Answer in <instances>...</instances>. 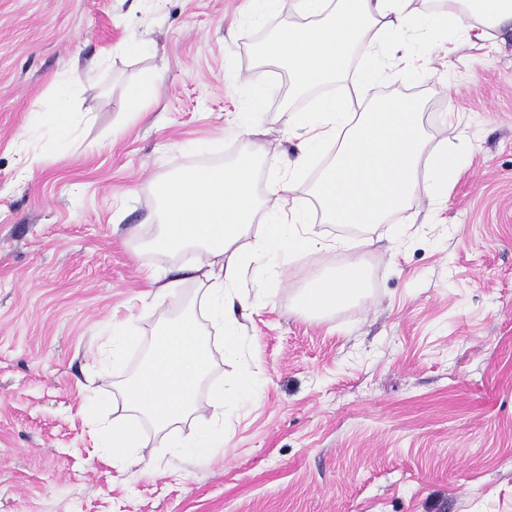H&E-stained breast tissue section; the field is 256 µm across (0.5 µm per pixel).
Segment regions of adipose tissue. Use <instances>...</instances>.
Wrapping results in <instances>:
<instances>
[{
    "label": "adipose tissue",
    "instance_id": "ef3b65f1",
    "mask_svg": "<svg viewBox=\"0 0 512 512\" xmlns=\"http://www.w3.org/2000/svg\"><path fill=\"white\" fill-rule=\"evenodd\" d=\"M411 0H289L294 14L316 17L313 25L291 26L257 48L261 61L277 63L292 74L297 93L347 79L354 47L384 46L395 59L401 80L420 71L422 50L449 57L456 43L449 29L461 26L472 47H482L492 28L512 26V0H442L418 15ZM415 33L417 42L406 40ZM295 125L303 150L295 160L272 155L286 176L271 186L288 209L287 217L259 218L252 165L244 160L214 170L195 168L159 182V231L152 251L167 256L190 246L205 248L210 260L199 270L208 283L210 313L225 327L224 355L237 354L240 337L235 307L255 300L236 284L251 263L267 254L318 252L327 240L309 224L294 195L295 179L310 158L332 146L333 155L311 187L327 223L370 226L405 209L418 195L447 197L459 171V158L447 144L431 145L423 114L404 99H388L355 110L351 99L322 96ZM263 223V240L253 252L241 240L255 221ZM366 269L354 260L336 275L310 281L299 296L308 315L321 316L353 302L366 286ZM212 358L209 337L195 311L157 327L147 360L124 387L127 406L163 429L195 408V397ZM211 424L201 434L176 438L172 448L198 463L208 462L224 445V394L211 395Z\"/></svg>",
    "mask_w": 512,
    "mask_h": 512
}]
</instances>
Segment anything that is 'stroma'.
<instances>
[{
  "label": "stroma",
  "mask_w": 512,
  "mask_h": 512,
  "mask_svg": "<svg viewBox=\"0 0 512 512\" xmlns=\"http://www.w3.org/2000/svg\"><path fill=\"white\" fill-rule=\"evenodd\" d=\"M304 17L252 22L243 0H0V512H512V29L484 56L459 43L419 78H382L361 104L410 90L428 136L462 159L448 200H413L362 230L316 219L327 239L369 236L367 287L311 318L307 281L349 250L282 254L239 280L258 303L238 313L224 357L207 285L184 251L150 250L157 180L249 157L261 213L281 207L296 156L291 120L313 94L259 62V34ZM163 80L132 101L142 73ZM86 74L71 128H51L59 91ZM261 100L254 136L236 127ZM178 293L141 300L151 273ZM194 307L214 344L198 401L224 390V450L197 464L165 445L120 388L156 325ZM125 319L119 361L106 328ZM257 393L236 400L242 373ZM127 415L138 464L113 466L97 424Z\"/></svg>",
  "instance_id": "stroma-1"
}]
</instances>
